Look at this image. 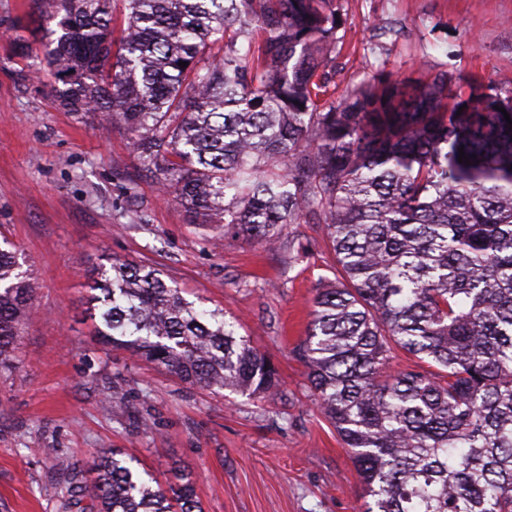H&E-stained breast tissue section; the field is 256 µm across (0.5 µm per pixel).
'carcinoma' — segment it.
Listing matches in <instances>:
<instances>
[{
	"label": "carcinoma",
	"instance_id": "obj_1",
	"mask_svg": "<svg viewBox=\"0 0 512 512\" xmlns=\"http://www.w3.org/2000/svg\"><path fill=\"white\" fill-rule=\"evenodd\" d=\"M123 2L118 21L114 0H40L56 97L120 123L150 186L213 240L273 248L288 224L325 225L341 279L315 289L298 356L365 512H512V97L449 104L442 75L409 90L384 73L336 95L334 0ZM96 284L112 347L200 389L278 392L224 309L161 269L114 261ZM33 301L0 232V372ZM394 347L420 364L392 369ZM87 378L124 412L128 379ZM132 462L98 457L89 487L61 458L44 491L60 512H203L188 478L169 496Z\"/></svg>",
	"mask_w": 512,
	"mask_h": 512
}]
</instances>
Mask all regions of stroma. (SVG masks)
Returning a JSON list of instances; mask_svg holds the SVG:
<instances>
[{
  "mask_svg": "<svg viewBox=\"0 0 512 512\" xmlns=\"http://www.w3.org/2000/svg\"><path fill=\"white\" fill-rule=\"evenodd\" d=\"M343 44L338 91L380 70L453 94L492 85L512 95V0H336ZM38 0H0V225L39 285L34 315L0 373V501L9 512H59L41 493L54 471L49 443L94 479L99 451L116 448L161 484L196 485L204 512H363L365 486L312 396L297 354L319 283L335 279L324 225L291 224L270 250L239 238L212 245L183 206L137 180L129 135L102 113L67 112L42 57ZM160 266L188 300L221 307L275 365L272 401L175 381L92 334L99 264ZM135 374L127 411L87 384L86 369Z\"/></svg>",
  "mask_w": 512,
  "mask_h": 512,
  "instance_id": "1",
  "label": "stroma"
}]
</instances>
